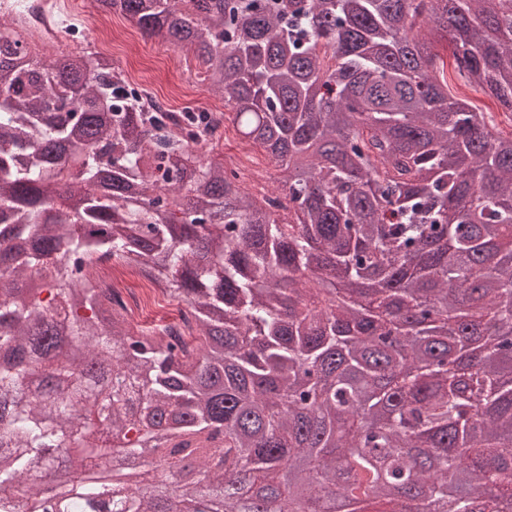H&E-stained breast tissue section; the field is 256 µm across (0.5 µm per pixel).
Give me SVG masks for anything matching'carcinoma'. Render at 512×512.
Wrapping results in <instances>:
<instances>
[{
  "label": "carcinoma",
  "instance_id": "cac0c4a2",
  "mask_svg": "<svg viewBox=\"0 0 512 512\" xmlns=\"http://www.w3.org/2000/svg\"><path fill=\"white\" fill-rule=\"evenodd\" d=\"M205 66L243 145L278 167L257 201L197 155L208 126L148 112L102 54L35 62L0 26V512L56 495L124 512H240L235 461L280 512H500L512 497V132L448 94L455 70L512 112V0H97ZM76 208L46 206L75 181ZM187 305L137 333L104 263ZM478 404L490 417L471 422ZM191 478L108 469L112 439ZM435 449L426 460L409 452ZM299 462L283 470L282 460Z\"/></svg>",
  "mask_w": 512,
  "mask_h": 512
}]
</instances>
